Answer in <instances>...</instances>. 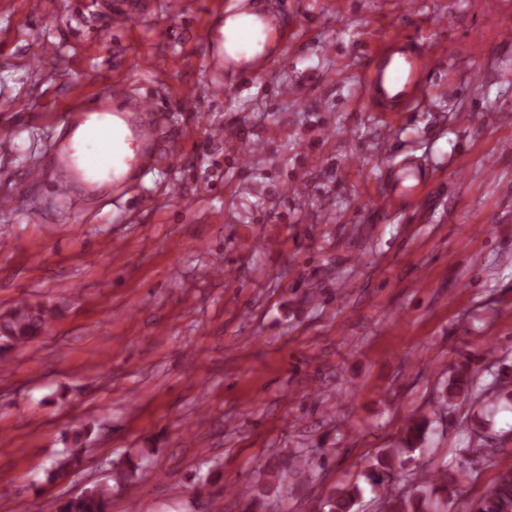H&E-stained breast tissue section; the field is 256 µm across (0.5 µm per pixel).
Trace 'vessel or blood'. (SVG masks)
Segmentation results:
<instances>
[{
	"label": "vessel or blood",
	"instance_id": "b4317fda",
	"mask_svg": "<svg viewBox=\"0 0 512 512\" xmlns=\"http://www.w3.org/2000/svg\"><path fill=\"white\" fill-rule=\"evenodd\" d=\"M219 15L218 22L198 30L201 54L191 53L181 59L183 69L203 68L211 74L204 88L188 87V96L227 93L233 86L268 76L272 52H285L298 37L296 30L282 23L280 12H252L245 0H238L232 8L220 9ZM428 66L426 56L412 49L403 34H395L373 49L362 81L364 93L382 111H411L431 90ZM74 109L125 124L134 154L128 157L116 151L106 153L88 144L78 151L66 143L56 147L58 166L78 178L108 176L116 186L150 171L153 133L141 125L140 119L145 113L161 111L162 106L155 98L116 80L102 93L75 104Z\"/></svg>",
	"mask_w": 512,
	"mask_h": 512
}]
</instances>
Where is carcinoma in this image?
<instances>
[{
  "instance_id": "cac0c4a2",
  "label": "carcinoma",
  "mask_w": 512,
  "mask_h": 512,
  "mask_svg": "<svg viewBox=\"0 0 512 512\" xmlns=\"http://www.w3.org/2000/svg\"><path fill=\"white\" fill-rule=\"evenodd\" d=\"M56 310L42 304L19 302L9 310L0 313V346L3 348L23 347L46 333L54 321ZM492 379L483 384L470 372L469 366H462L453 374L448 384L441 389L438 403L441 409L453 408L467 402L477 403L492 396L498 400L512 402V367L500 364L497 368H486ZM431 421L425 416L411 420L405 427V434L397 448H386L366 469L364 478L371 492L377 512H424L421 503L427 485L448 492L456 491L467 480L470 471L463 465L434 471L429 477L413 481L407 487L394 484L393 473L406 467L412 454L427 445L426 434ZM89 430L77 429L72 434L73 450L64 452L54 460L48 471V478H59L73 467L80 465V449L88 443ZM314 463L300 451L294 450L267 462L263 476L257 482L245 512H264L267 499L272 494L288 491L293 483L311 479ZM142 461L126 457L112 462L110 481L96 483L79 495L65 501L58 512H109L112 493H130L143 473ZM364 494L359 483L333 488L322 501L320 512H358V505ZM472 512H512V468L499 472L472 508Z\"/></svg>"
}]
</instances>
